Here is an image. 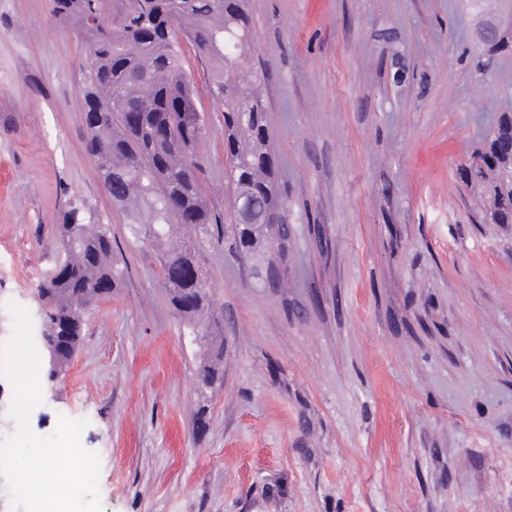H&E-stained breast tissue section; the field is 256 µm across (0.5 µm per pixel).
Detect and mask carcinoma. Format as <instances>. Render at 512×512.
<instances>
[{
	"label": "carcinoma",
	"mask_w": 512,
	"mask_h": 512,
	"mask_svg": "<svg viewBox=\"0 0 512 512\" xmlns=\"http://www.w3.org/2000/svg\"><path fill=\"white\" fill-rule=\"evenodd\" d=\"M247 0H156L154 24L140 23L135 9L108 33L84 25L90 0H56L57 11L80 27L88 42L82 64L84 123L88 150L102 173L105 192L123 207L137 234L159 249L163 283L177 316L205 346L216 339L219 319L203 280L195 250L172 241L176 225L200 230L213 223L198 181L197 149L204 134L195 125L197 109L189 78L172 46L182 31L212 66V90L228 88L221 103L232 202L248 198L254 224H243L232 208L234 248L250 255L270 249L265 279L278 276L282 225L288 223L270 132L256 71L238 66L250 39ZM512 114L501 118L466 169L467 185L481 201L480 218L496 213L512 224ZM69 275L45 278L37 288L40 320L59 336V370H68L83 336L86 311L112 294L123 276L115 260L112 231L95 211L73 204L58 225ZM224 346L198 370L210 387L224 378Z\"/></svg>",
	"instance_id": "obj_1"
}]
</instances>
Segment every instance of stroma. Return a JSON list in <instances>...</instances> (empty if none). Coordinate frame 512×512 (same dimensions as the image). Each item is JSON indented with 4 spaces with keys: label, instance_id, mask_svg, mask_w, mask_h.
<instances>
[{
    "label": "stroma",
    "instance_id": "obj_1",
    "mask_svg": "<svg viewBox=\"0 0 512 512\" xmlns=\"http://www.w3.org/2000/svg\"><path fill=\"white\" fill-rule=\"evenodd\" d=\"M288 198L273 284L222 228L194 237L224 338L202 389L155 249L86 149V45L55 0H0V294L38 318L69 202L125 277L86 313L31 429L87 420L103 512H512V224H480L463 167L512 112V0H248ZM207 132L200 187L230 213L211 66L176 35ZM489 70H480L481 60ZM224 345H219L213 350L207 359L201 363L198 370L199 382L213 388L224 378Z\"/></svg>",
    "mask_w": 512,
    "mask_h": 512
}]
</instances>
